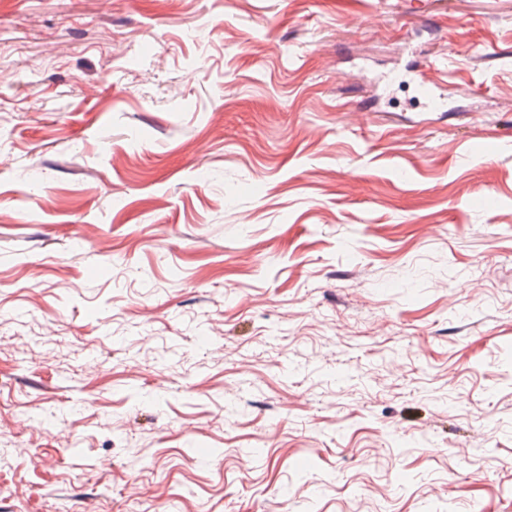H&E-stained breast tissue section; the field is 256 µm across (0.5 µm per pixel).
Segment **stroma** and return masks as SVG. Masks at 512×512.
I'll use <instances>...</instances> for the list:
<instances>
[{
    "instance_id": "35a3bbf8",
    "label": "stroma",
    "mask_w": 512,
    "mask_h": 512,
    "mask_svg": "<svg viewBox=\"0 0 512 512\" xmlns=\"http://www.w3.org/2000/svg\"><path fill=\"white\" fill-rule=\"evenodd\" d=\"M512 512V0H0V512Z\"/></svg>"
}]
</instances>
